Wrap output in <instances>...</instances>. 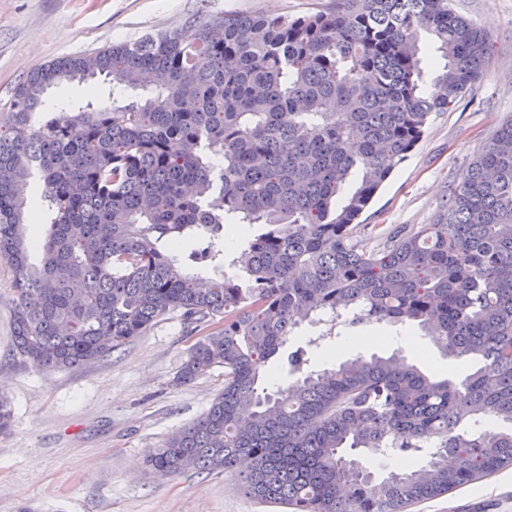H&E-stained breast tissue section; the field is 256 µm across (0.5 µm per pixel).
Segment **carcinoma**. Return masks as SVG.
Segmentation results:
<instances>
[{
    "mask_svg": "<svg viewBox=\"0 0 512 512\" xmlns=\"http://www.w3.org/2000/svg\"><path fill=\"white\" fill-rule=\"evenodd\" d=\"M44 63L0 132V263L13 351L40 369L112 354L181 311L222 325L176 382L224 367V391L150 452L182 475L224 470L296 512H406L512 465V118L431 224L385 240L359 216L424 133L481 78L490 37L450 0H336L288 19L226 14ZM445 64L425 80L420 43ZM105 77L112 101L46 105ZM46 214L26 234L30 209ZM257 224L224 272V224ZM415 324L453 374L374 353L318 371L288 338L316 317ZM276 359L294 381L259 389ZM492 419L496 427L479 429ZM427 448L378 475L360 454Z\"/></svg>",
    "mask_w": 512,
    "mask_h": 512,
    "instance_id": "obj_1",
    "label": "carcinoma"
}]
</instances>
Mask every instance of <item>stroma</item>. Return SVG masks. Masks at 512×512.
<instances>
[{
	"mask_svg": "<svg viewBox=\"0 0 512 512\" xmlns=\"http://www.w3.org/2000/svg\"><path fill=\"white\" fill-rule=\"evenodd\" d=\"M490 36L493 48L480 81L450 112L431 115L425 132L373 196L361 223L389 232L433 223L462 171L503 119L512 116V0H452ZM336 0H0V127L13 87L54 58L80 54L145 34L192 35L199 17L227 12L297 18L335 7ZM12 276L0 266V396L12 424L0 433V512H294L262 504L228 472L160 477L144 463L178 427L210 408L224 388L216 367L194 383L176 376L190 346L212 330L181 313L166 315L110 357L80 367L42 370L13 356ZM319 324L290 336L320 370L359 355L352 336H371V352L402 350L440 374L464 376L429 337L411 326L367 323L310 345ZM408 512H512V468L482 478Z\"/></svg>",
	"mask_w": 512,
	"mask_h": 512,
	"instance_id": "1",
	"label": "stroma"
}]
</instances>
